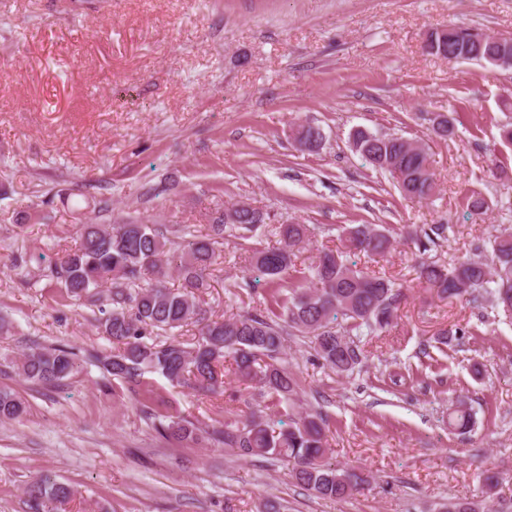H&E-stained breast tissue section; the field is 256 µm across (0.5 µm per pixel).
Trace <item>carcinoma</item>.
<instances>
[{"mask_svg":"<svg viewBox=\"0 0 512 512\" xmlns=\"http://www.w3.org/2000/svg\"><path fill=\"white\" fill-rule=\"evenodd\" d=\"M436 49L427 53L450 62L465 55L470 62L495 67L500 41L485 32L447 27L435 33ZM433 134L443 140L456 133L455 119L443 114L431 118ZM325 136L311 124L298 125V151L315 152ZM349 142L375 171L389 174L401 195L422 201L436 193L438 184L429 167L424 146L398 135H378L364 129L349 133ZM97 213L99 224L78 221L79 247L64 253L42 270V276L61 293L90 310L97 328L117 349L90 355L104 376L130 386L143 384L147 373H159L174 385L217 394L225 379L235 378L259 387L261 401L245 415L225 411L224 421L206 430L208 439L239 457H265L286 464L289 477L322 499L345 500L366 483L355 469L336 468L324 460L326 419L319 413H290L301 400L300 379L288 368L286 337L310 340L317 359L349 376L363 360L354 339L361 329H383L393 322L404 285L349 259L356 249L368 257H387L395 238L377 224L341 228L343 250H323L305 264L299 253L309 241L307 224L276 227L279 244L251 249L250 268L242 271L236 288L253 289L259 279L275 288L272 307L245 311L224 319L205 314L197 293L210 287L212 267L224 248V233L248 239L265 224L264 214L253 207L211 217L210 233L195 234L190 224H147L128 216L112 223V198L100 192L84 199ZM446 224L418 226L407 233L420 254L439 245ZM491 261L459 260L451 266L424 260L417 280L446 298L484 292L492 305L512 317V231L493 237ZM178 255L176 278L180 287L163 284L169 276V254ZM195 321L201 324L197 340L186 346L175 338L148 340L156 331H168ZM84 359L60 345H34L10 360L18 374L45 386H59L80 372ZM26 412L25 402L0 388V421H16ZM288 416L284 421L279 415ZM474 424L467 405L458 401L448 408V431L463 434ZM156 430L164 438L194 442L201 429L184 417L161 415ZM26 494L31 512H46V503L66 504L72 487L41 478Z\"/></svg>","mask_w":512,"mask_h":512,"instance_id":"obj_1","label":"carcinoma"}]
</instances>
